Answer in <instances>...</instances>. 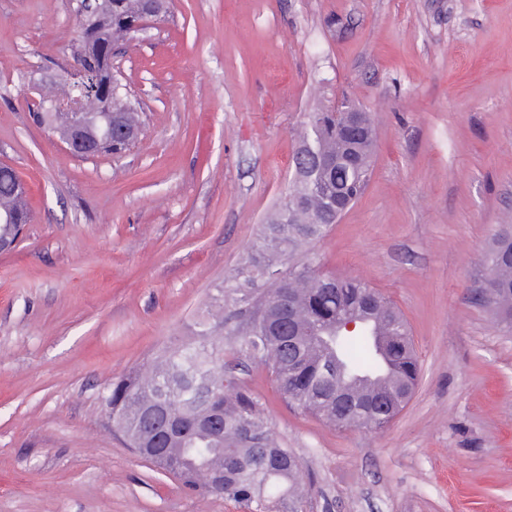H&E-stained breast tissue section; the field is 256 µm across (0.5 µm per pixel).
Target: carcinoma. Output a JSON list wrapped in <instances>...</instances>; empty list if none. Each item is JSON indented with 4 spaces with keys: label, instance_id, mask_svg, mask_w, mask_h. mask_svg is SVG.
Masks as SVG:
<instances>
[{
    "label": "carcinoma",
    "instance_id": "obj_1",
    "mask_svg": "<svg viewBox=\"0 0 512 512\" xmlns=\"http://www.w3.org/2000/svg\"><path fill=\"white\" fill-rule=\"evenodd\" d=\"M171 0H72L78 32L73 59L100 74L89 79L80 111L48 110L39 115L61 140L74 129L89 139H103L107 128L123 130L104 153H121L140 134L137 102L112 72V45L130 40L138 23L171 16ZM313 143L330 164L311 179L294 176L288 201L267 219L259 240L238 269L237 291L244 306L198 323L188 345L172 347L144 370L112 384V424L132 448L148 455L163 448L164 462H153L192 490L202 488L203 472L215 475L208 493L238 502L275 497L296 499L300 463L276 443L263 410L249 390L231 384L224 336L266 364L288 406L341 429L358 426L336 404V391L350 390L380 407L392 406L414 388L419 365L411 330L395 304L360 280L319 275L295 261L300 249L323 239L336 224V195L354 204L364 193L371 170L375 132L367 122L359 143L349 144L334 112L313 113L301 145ZM20 178L0 164V239L15 240L32 215L16 190ZM8 215L10 221L1 217ZM494 284L481 303L494 306L512 328V224H502L486 253ZM278 275L282 287L258 288ZM367 322L366 332L339 343L330 339L346 319ZM337 360L342 376L325 377L326 364Z\"/></svg>",
    "mask_w": 512,
    "mask_h": 512
}]
</instances>
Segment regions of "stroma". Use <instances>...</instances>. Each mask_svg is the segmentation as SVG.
I'll return each mask as SVG.
<instances>
[{
    "label": "stroma",
    "mask_w": 512,
    "mask_h": 512,
    "mask_svg": "<svg viewBox=\"0 0 512 512\" xmlns=\"http://www.w3.org/2000/svg\"><path fill=\"white\" fill-rule=\"evenodd\" d=\"M112 53L143 109L120 156L38 123L71 66V0H0V163L31 224L0 254V512H281L189 490L136 456L104 396L236 302L312 113L377 134L368 187L304 249L404 313L420 376L400 415L339 431L236 376L300 461L299 512H512V332L471 294L512 224V0H173Z\"/></svg>",
    "instance_id": "1"
}]
</instances>
